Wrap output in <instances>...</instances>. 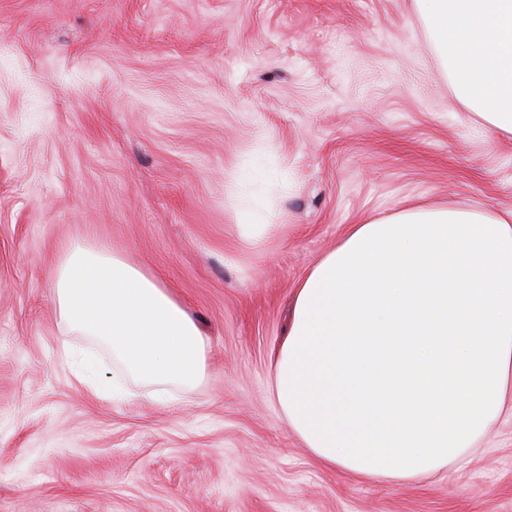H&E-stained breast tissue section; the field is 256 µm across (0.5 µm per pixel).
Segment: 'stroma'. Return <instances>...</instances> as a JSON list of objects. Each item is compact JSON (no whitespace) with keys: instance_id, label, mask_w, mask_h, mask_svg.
<instances>
[{"instance_id":"obj_1","label":"stroma","mask_w":512,"mask_h":512,"mask_svg":"<svg viewBox=\"0 0 512 512\" xmlns=\"http://www.w3.org/2000/svg\"><path fill=\"white\" fill-rule=\"evenodd\" d=\"M512 210V136L413 0H0V512H512V417L418 482L316 461L271 392L293 289L345 229ZM272 208L262 252L238 227ZM120 254L192 311L206 376L114 403L62 356L51 268Z\"/></svg>"}]
</instances>
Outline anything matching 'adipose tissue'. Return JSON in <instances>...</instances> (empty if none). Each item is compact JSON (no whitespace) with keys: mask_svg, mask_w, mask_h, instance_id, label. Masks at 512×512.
Returning <instances> with one entry per match:
<instances>
[{"mask_svg":"<svg viewBox=\"0 0 512 512\" xmlns=\"http://www.w3.org/2000/svg\"><path fill=\"white\" fill-rule=\"evenodd\" d=\"M459 99L512 133V0H415ZM60 319L118 362L112 399L172 400L204 375L193 315L157 278L72 245ZM272 392L322 465L414 481L512 414V211L411 207L351 225L298 281Z\"/></svg>","mask_w":512,"mask_h":512,"instance_id":"1","label":"adipose tissue"}]
</instances>
